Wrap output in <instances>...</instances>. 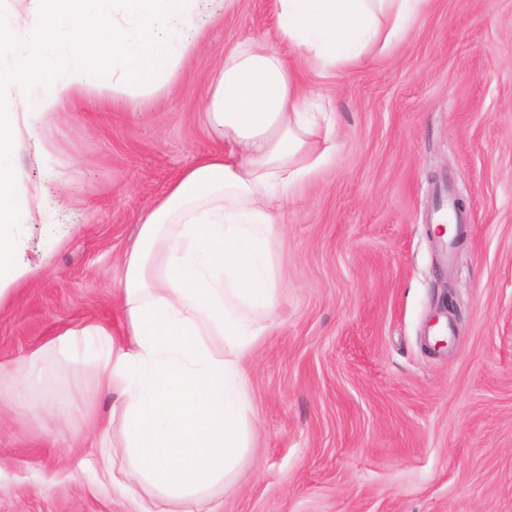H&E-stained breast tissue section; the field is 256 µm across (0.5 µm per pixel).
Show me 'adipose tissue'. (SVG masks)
I'll use <instances>...</instances> for the list:
<instances>
[{"label": "adipose tissue", "mask_w": 512, "mask_h": 512, "mask_svg": "<svg viewBox=\"0 0 512 512\" xmlns=\"http://www.w3.org/2000/svg\"><path fill=\"white\" fill-rule=\"evenodd\" d=\"M23 38L0 16V303L7 284L26 275L11 230L39 208L16 190L18 113L52 116L66 96L103 80L137 97L161 91L195 49L203 0H36ZM423 0H276L278 44L238 42L224 54L205 118L230 144L186 168L148 209L125 253L120 283L127 342L103 328L94 367L117 392L112 414L123 428L114 445L99 431L104 477L147 485L192 503L235 468L245 443V363L281 288L273 241L289 191L328 160L306 148L313 121L299 106L300 82L285 48L319 70L360 63L374 45L404 36ZM110 26L112 66L86 62L81 32L48 44L49 23L80 17ZM49 62V82L31 79ZM224 350L215 353L214 339Z\"/></svg>", "instance_id": "adipose-tissue-1"}]
</instances>
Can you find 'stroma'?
I'll use <instances>...</instances> for the list:
<instances>
[{"instance_id":"obj_1","label":"stroma","mask_w":512,"mask_h":512,"mask_svg":"<svg viewBox=\"0 0 512 512\" xmlns=\"http://www.w3.org/2000/svg\"><path fill=\"white\" fill-rule=\"evenodd\" d=\"M276 42L274 0L210 12L163 91L97 85L63 100L42 144L19 134V228L46 267L0 306V512H184L102 478L94 422L113 395L68 333H125L117 282L147 208L223 144L206 93L237 42ZM334 106V149L289 199L273 251L282 288L248 363V442L197 512H512V0H424L408 33L359 64L303 69ZM463 242L440 244L439 196ZM448 345L428 353L442 296ZM48 395L17 408L16 382ZM83 412L70 410L73 398Z\"/></svg>"}]
</instances>
